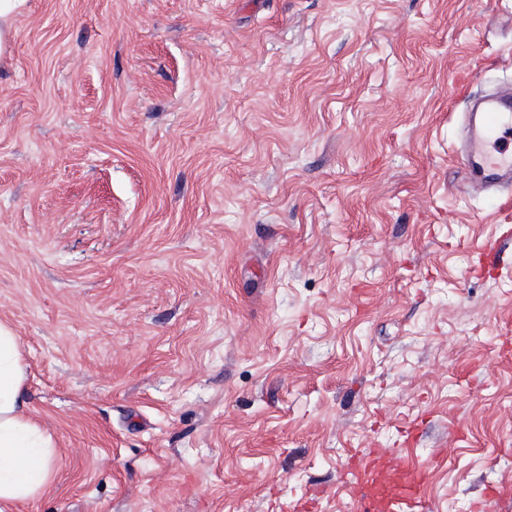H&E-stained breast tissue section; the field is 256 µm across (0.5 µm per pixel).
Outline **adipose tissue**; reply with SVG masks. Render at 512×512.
Instances as JSON below:
<instances>
[{"instance_id": "adipose-tissue-1", "label": "adipose tissue", "mask_w": 512, "mask_h": 512, "mask_svg": "<svg viewBox=\"0 0 512 512\" xmlns=\"http://www.w3.org/2000/svg\"><path fill=\"white\" fill-rule=\"evenodd\" d=\"M26 365L13 329L0 322V512L48 484L55 445L24 400Z\"/></svg>"}]
</instances>
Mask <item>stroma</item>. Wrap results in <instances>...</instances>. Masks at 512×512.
I'll return each mask as SVG.
<instances>
[{
	"instance_id": "stroma-1",
	"label": "stroma",
	"mask_w": 512,
	"mask_h": 512,
	"mask_svg": "<svg viewBox=\"0 0 512 512\" xmlns=\"http://www.w3.org/2000/svg\"><path fill=\"white\" fill-rule=\"evenodd\" d=\"M512 0H27L0 58V320L55 442L16 512H422L512 488V209L461 115ZM431 462H413L392 469L389 463L363 452L353 487L360 498L362 512L403 511L416 502Z\"/></svg>"
}]
</instances>
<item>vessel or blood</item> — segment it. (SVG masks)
<instances>
[{"label":"vessel or blood","instance_id":"1","mask_svg":"<svg viewBox=\"0 0 512 512\" xmlns=\"http://www.w3.org/2000/svg\"><path fill=\"white\" fill-rule=\"evenodd\" d=\"M464 123L462 158L469 179L493 191L512 185V95L485 96L466 113ZM429 468V463L413 462L394 469L363 453L354 482L361 512H402L416 502Z\"/></svg>","mask_w":512,"mask_h":512}]
</instances>
